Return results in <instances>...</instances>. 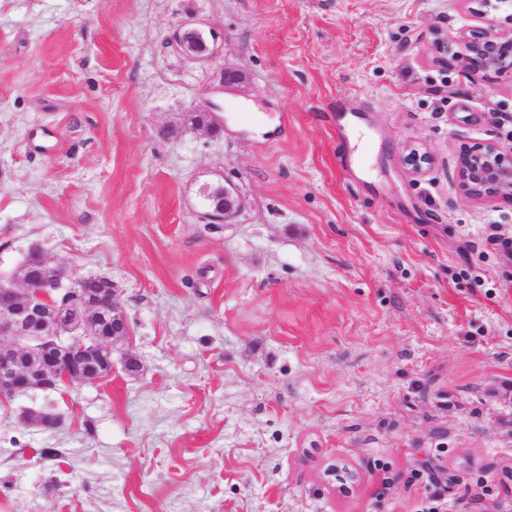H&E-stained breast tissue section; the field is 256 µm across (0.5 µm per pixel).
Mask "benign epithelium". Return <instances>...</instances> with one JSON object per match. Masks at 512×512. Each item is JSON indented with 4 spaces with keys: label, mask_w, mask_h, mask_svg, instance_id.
Returning <instances> with one entry per match:
<instances>
[{
    "label": "benign epithelium",
    "mask_w": 512,
    "mask_h": 512,
    "mask_svg": "<svg viewBox=\"0 0 512 512\" xmlns=\"http://www.w3.org/2000/svg\"><path fill=\"white\" fill-rule=\"evenodd\" d=\"M469 54L471 72H512V31L504 33L495 19L461 36ZM174 48L207 62L223 53V40L214 28L182 27L170 37ZM202 93L200 101L187 108L201 125L216 131L224 123L223 107ZM405 163L422 175L433 164L432 154L409 145ZM459 179L464 195L474 199L512 202V150L494 145L465 150L460 156ZM224 204L207 218L221 223L242 209L243 201L234 187L224 188ZM127 316L112 282L97 296L88 298L77 288L67 270L43 260L37 276L22 273L7 283L0 282V401L18 394L50 390L60 381L71 384L97 380L90 376L96 359L112 362L114 345L121 341Z\"/></svg>",
    "instance_id": "obj_1"
}]
</instances>
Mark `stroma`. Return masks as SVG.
Returning <instances> with one entry per match:
<instances>
[{"mask_svg": "<svg viewBox=\"0 0 512 512\" xmlns=\"http://www.w3.org/2000/svg\"><path fill=\"white\" fill-rule=\"evenodd\" d=\"M487 11L0 0V277L37 243L128 319L111 375L0 407V512H512V203L458 179L512 149V74L460 62ZM191 19L220 56L172 49ZM227 70L209 134L186 110ZM206 184L241 211L210 223ZM405 163L411 167L413 172L425 174L433 164L432 154L418 145H409L404 156Z\"/></svg>", "mask_w": 512, "mask_h": 512, "instance_id": "stroma-1", "label": "stroma"}]
</instances>
